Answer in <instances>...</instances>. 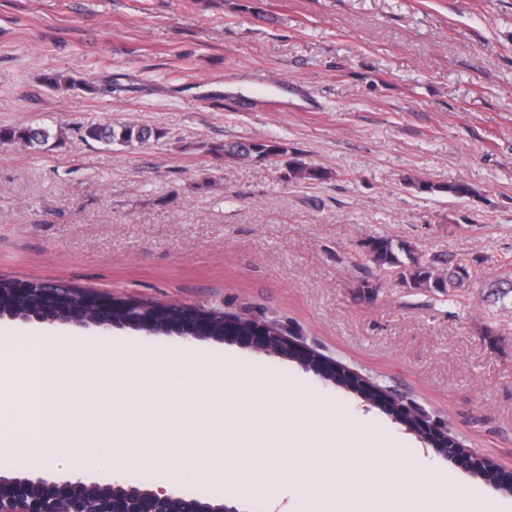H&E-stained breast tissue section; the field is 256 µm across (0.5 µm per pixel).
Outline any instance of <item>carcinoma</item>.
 Instances as JSON below:
<instances>
[{"instance_id": "cac0c4a2", "label": "carcinoma", "mask_w": 512, "mask_h": 512, "mask_svg": "<svg viewBox=\"0 0 512 512\" xmlns=\"http://www.w3.org/2000/svg\"><path fill=\"white\" fill-rule=\"evenodd\" d=\"M44 80L48 86L56 90H68L76 86L89 93L99 91L95 85L85 80H77L60 72L46 75ZM161 132L134 123H118L108 125H90L83 131L84 141H95L105 145L115 143L123 146L143 145L151 138H158ZM62 143V129L56 133L42 126L1 127L0 142L20 144L32 152H41L49 146L50 140ZM208 153L216 158L232 160H263L272 155H288V148L276 141L255 139L248 142L213 143ZM285 178L290 182L320 180L324 177L323 170L311 166L299 159L290 158L286 162ZM419 189L425 192L446 193L455 198H464L473 194V189L466 183L458 182L448 185L422 183ZM368 256L380 269L387 270L398 276L406 284L422 288L429 292L445 293L455 288L468 276V270L460 263L436 273L435 263L422 259L406 242H395L388 237H372L369 241Z\"/></svg>"}]
</instances>
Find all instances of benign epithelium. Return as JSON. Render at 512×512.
Here are the masks:
<instances>
[{"label":"benign epithelium","instance_id":"7a95c632","mask_svg":"<svg viewBox=\"0 0 512 512\" xmlns=\"http://www.w3.org/2000/svg\"><path fill=\"white\" fill-rule=\"evenodd\" d=\"M19 302L0 310V316L50 322L94 321L101 325L136 327L149 335L175 334L186 342L210 339L238 341L267 355L293 359L312 355L319 377L338 376L370 393L374 400L415 411L416 405L394 395L362 375L295 343L270 323L251 319L247 322L225 312H204L186 306H165L164 316L154 323L147 308L139 301L114 297L108 309L101 310L89 295L73 288H57L45 280H26L10 289ZM437 452L448 456H472L476 462L489 464L492 459L478 455L448 438V447ZM0 512H240L233 501L187 498L178 491L141 488L128 482L104 481L89 485L67 479L49 480L42 476L5 474L0 472Z\"/></svg>","mask_w":512,"mask_h":512}]
</instances>
